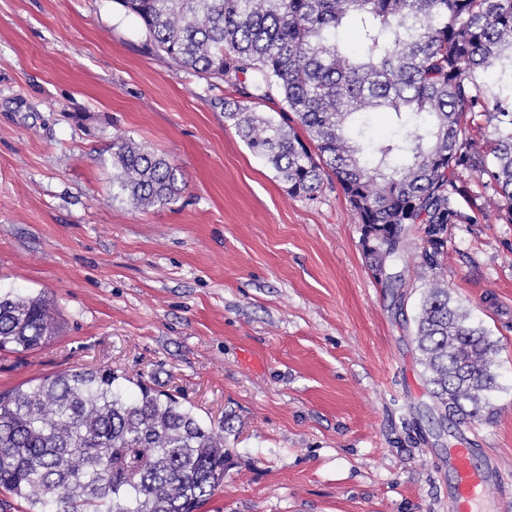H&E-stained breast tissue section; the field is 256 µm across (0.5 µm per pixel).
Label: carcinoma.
<instances>
[{
  "label": "carcinoma",
  "instance_id": "cac0c4a2",
  "mask_svg": "<svg viewBox=\"0 0 512 512\" xmlns=\"http://www.w3.org/2000/svg\"><path fill=\"white\" fill-rule=\"evenodd\" d=\"M120 2L179 67L236 89L225 120L291 195L312 197L334 176L358 223L380 227L390 259L404 225L423 226L415 339L436 423L494 418L498 346L453 305L436 269L448 225L483 213L463 174L487 179L512 223V0ZM372 112L394 120L377 143L366 136ZM480 117L503 128L497 139L470 134ZM112 168V199L136 209L181 192L179 168L130 139L113 142ZM57 330L44 295L0 291V350L35 349ZM119 379L76 368L0 391V493L25 512H198L224 484V428Z\"/></svg>",
  "mask_w": 512,
  "mask_h": 512
}]
</instances>
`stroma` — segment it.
<instances>
[{
  "mask_svg": "<svg viewBox=\"0 0 512 512\" xmlns=\"http://www.w3.org/2000/svg\"><path fill=\"white\" fill-rule=\"evenodd\" d=\"M233 87L182 70L118 0H0V289L58 333L0 352V390L83 368L178 391L225 424L199 512H455L449 449L497 461L512 512V224H452L439 280L497 342L492 421L432 420L416 348L422 233L392 287L336 180L295 197L224 119ZM124 136L179 167L175 203L112 198Z\"/></svg>",
  "mask_w": 512,
  "mask_h": 512,
  "instance_id": "35a3bbf8",
  "label": "stroma"
}]
</instances>
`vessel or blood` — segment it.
I'll return each mask as SVG.
<instances>
[{
	"instance_id": "1",
	"label": "vessel or blood",
	"mask_w": 512,
	"mask_h": 512,
	"mask_svg": "<svg viewBox=\"0 0 512 512\" xmlns=\"http://www.w3.org/2000/svg\"><path fill=\"white\" fill-rule=\"evenodd\" d=\"M448 471L452 476L450 492L458 512H478L485 500L486 487L502 479L497 467L483 470L473 468L469 451L465 448L449 449Z\"/></svg>"
}]
</instances>
